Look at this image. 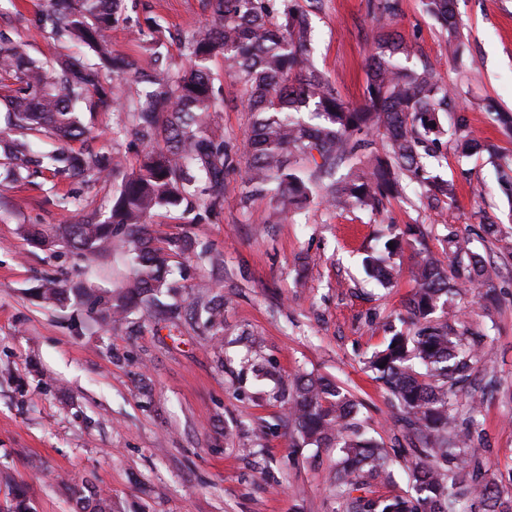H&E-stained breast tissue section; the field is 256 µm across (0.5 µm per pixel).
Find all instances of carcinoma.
<instances>
[{
    "label": "carcinoma",
    "instance_id": "1",
    "mask_svg": "<svg viewBox=\"0 0 512 512\" xmlns=\"http://www.w3.org/2000/svg\"><path fill=\"white\" fill-rule=\"evenodd\" d=\"M273 15L270 0H209L215 23L184 41L193 66L175 70L167 56L153 52L146 67L112 54L103 31L118 22L122 0H54L33 22L58 36L90 48L93 64L61 58L51 65L27 60L16 49L0 48V74L15 81L8 98L7 130L0 133L3 166L15 181L39 170L86 180L120 179L110 216L59 226L58 236L79 255L103 253L112 244L126 249L131 277L105 300L81 288L45 278L33 288L36 298L60 306L85 305L104 322H119L138 309L159 305L160 296H176L168 281L172 262L190 249L179 235L158 238L146 227L158 209L201 203L204 213L224 209V176L239 164L238 151L204 136L217 112L223 89L215 88L208 62L220 55L224 69L242 83L244 105L254 117L244 145L245 197L265 196L276 213L310 202L334 208L379 213L387 199L400 194L402 180L418 183L433 209L444 210L455 198L453 181L438 169L448 145V113L455 114L456 152L465 158L477 148L459 93L440 83L431 67L409 66L410 47L393 29L398 0H374L370 13L376 31L368 58L363 100L341 99L307 57L311 42L308 11L297 0H280ZM448 42V59L456 61L460 22L456 0H424ZM131 79L141 86L132 105L135 134L144 145L138 166L125 170L122 160L106 153L60 147L44 153L31 139L51 133L62 141L89 134L80 119L92 99L109 105L117 86ZM499 185L512 204V154L487 148ZM305 155L313 168L300 171L288 156ZM355 158L336 178V168ZM383 247L364 258L367 273L382 286L396 280L394 258L402 248L396 225H387ZM450 263L427 251L416 252L410 274L414 290L407 307L411 328L393 333L383 349L372 353L368 367L385 386L390 403L411 436L403 458L412 491L379 495L374 484L392 482L390 453L354 422L358 403L336 383L311 373L294 375L283 395L280 426L297 441L317 448H337L336 512H462L475 501L481 512H512V479L506 486L481 478L485 452L471 445V434L457 429L453 400L468 381L471 350L449 324L448 299L462 288L490 284L495 269L472 250L470 240L448 232ZM393 247H388V244ZM224 295L212 288L197 291L187 306L174 302L173 313L185 321L203 320L215 339L224 329ZM80 512H105L95 494L77 498Z\"/></svg>",
    "mask_w": 512,
    "mask_h": 512
}]
</instances>
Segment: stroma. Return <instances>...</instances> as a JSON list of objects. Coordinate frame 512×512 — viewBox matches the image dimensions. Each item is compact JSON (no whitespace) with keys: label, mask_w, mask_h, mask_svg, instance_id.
<instances>
[{"label":"stroma","mask_w":512,"mask_h":512,"mask_svg":"<svg viewBox=\"0 0 512 512\" xmlns=\"http://www.w3.org/2000/svg\"><path fill=\"white\" fill-rule=\"evenodd\" d=\"M51 0H0V48L52 63L68 55L94 59L86 46L34 29L30 18ZM461 35L474 70L457 72L446 36L423 0H399L396 30L412 47L411 63H428L438 79L460 86L471 127L482 140L512 153V130L481 107L495 100L512 113V0H457ZM157 21L173 68L186 66L180 39L214 17L203 0H123L122 16L105 34L112 52L149 64L148 43L135 25ZM312 59L349 103L361 100L374 31L367 0H322L312 16ZM209 67L224 102L208 130L242 147L252 116L242 87ZM87 147L120 155L135 168L140 145L129 112L84 116ZM442 172L456 185L445 212L428 209L414 190L387 202L382 216L321 205L273 215L267 198H244V172L224 180V210L207 221L181 208L159 211L148 229L182 234L221 254L222 265L192 259L183 281L222 290L224 336L175 324L159 313H135L105 325L77 306L33 299L30 288L56 277L97 293L119 287L130 269L119 251L80 257L56 239L60 224L106 215L118 185L68 176L35 175L0 182V512L17 490L31 512H75V489L102 491L112 512H335L332 481L337 451L298 448L277 421L284 412L274 382L256 380L251 363L282 377L312 372L360 403L358 418L381 447L406 448L410 437L366 360L383 348L391 324L405 312L407 277L393 289L364 271L362 259L387 225L403 234L401 269L425 247L447 259L449 229L469 237L493 262L491 291L466 288L450 299L475 352L472 374L455 406L480 404L473 441L485 448L482 475L512 476V205L501 196L487 158L447 149ZM75 200L62 211V196ZM497 235H489L488 224ZM40 225L51 248L32 247L23 228Z\"/></svg>","instance_id":"obj_1"}]
</instances>
